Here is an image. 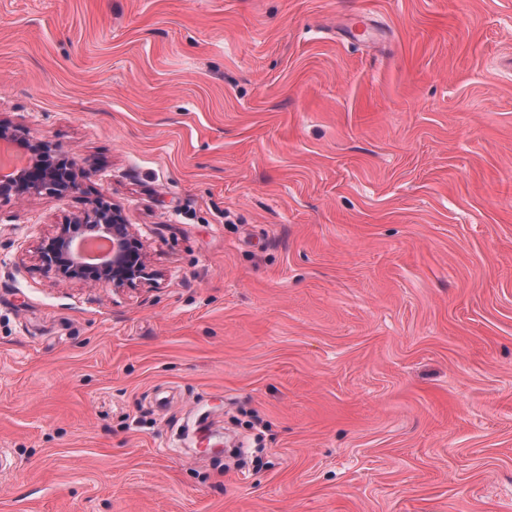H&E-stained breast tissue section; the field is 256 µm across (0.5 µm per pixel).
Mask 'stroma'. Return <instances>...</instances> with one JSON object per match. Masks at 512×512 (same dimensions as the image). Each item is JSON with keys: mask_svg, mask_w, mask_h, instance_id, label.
<instances>
[{"mask_svg": "<svg viewBox=\"0 0 512 512\" xmlns=\"http://www.w3.org/2000/svg\"><path fill=\"white\" fill-rule=\"evenodd\" d=\"M0 119L87 172L0 202V512H512V0H0ZM94 203L154 282L43 267Z\"/></svg>", "mask_w": 512, "mask_h": 512, "instance_id": "stroma-1", "label": "stroma"}]
</instances>
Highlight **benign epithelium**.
I'll use <instances>...</instances> for the list:
<instances>
[{
  "instance_id": "benign-epithelium-1",
  "label": "benign epithelium",
  "mask_w": 512,
  "mask_h": 512,
  "mask_svg": "<svg viewBox=\"0 0 512 512\" xmlns=\"http://www.w3.org/2000/svg\"><path fill=\"white\" fill-rule=\"evenodd\" d=\"M30 163L0 177V199L29 200L41 193L64 194L86 176L80 167L65 169L41 142L28 145ZM43 264L70 282L90 288L133 286L147 276L142 242L117 205H96L72 216L40 249Z\"/></svg>"
}]
</instances>
